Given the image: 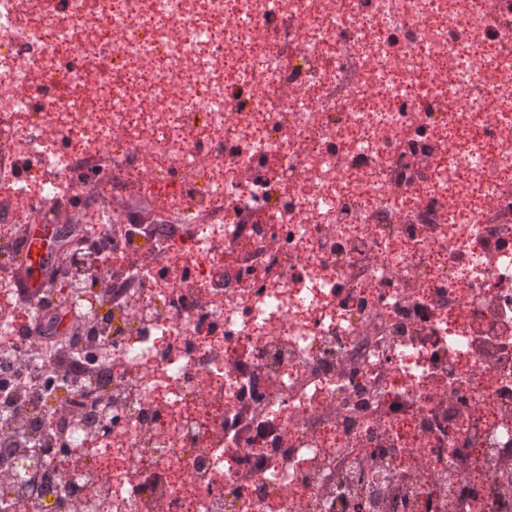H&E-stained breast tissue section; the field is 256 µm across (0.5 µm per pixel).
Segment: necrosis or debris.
<instances>
[{
  "mask_svg": "<svg viewBox=\"0 0 512 512\" xmlns=\"http://www.w3.org/2000/svg\"><path fill=\"white\" fill-rule=\"evenodd\" d=\"M74 212L112 377L0 308V512H512V0H0V223Z\"/></svg>",
  "mask_w": 512,
  "mask_h": 512,
  "instance_id": "1",
  "label": "necrosis or debris"
}]
</instances>
